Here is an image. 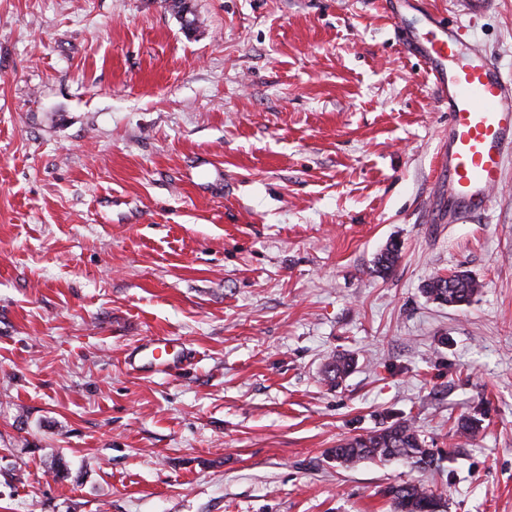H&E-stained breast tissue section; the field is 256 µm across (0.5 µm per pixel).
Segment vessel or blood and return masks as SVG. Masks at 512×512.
I'll use <instances>...</instances> for the list:
<instances>
[{
    "label": "vessel or blood",
    "instance_id": "vessel-or-blood-1",
    "mask_svg": "<svg viewBox=\"0 0 512 512\" xmlns=\"http://www.w3.org/2000/svg\"><path fill=\"white\" fill-rule=\"evenodd\" d=\"M426 23V33L410 38L408 50L424 63L448 106L441 167L448 185V221L454 224L484 209L512 160V76H504L491 59L468 47L461 25L433 15ZM186 359L166 336L154 337L126 356L131 369L149 366L168 376Z\"/></svg>",
    "mask_w": 512,
    "mask_h": 512
}]
</instances>
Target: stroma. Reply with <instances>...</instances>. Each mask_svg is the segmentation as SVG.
I'll list each match as a JSON object with an SVG mask.
<instances>
[{"mask_svg": "<svg viewBox=\"0 0 512 512\" xmlns=\"http://www.w3.org/2000/svg\"><path fill=\"white\" fill-rule=\"evenodd\" d=\"M190 4L0 0V512H392L418 479L512 512V165L485 214L430 207L448 112L389 0ZM402 12L512 72V0ZM457 270L469 305L423 294ZM156 335L176 375L127 367ZM399 417L439 468L327 457Z\"/></svg>", "mask_w": 512, "mask_h": 512, "instance_id": "35a3bbf8", "label": "stroma"}]
</instances>
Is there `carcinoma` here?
Masks as SVG:
<instances>
[{
	"instance_id": "1",
	"label": "carcinoma",
	"mask_w": 512,
	"mask_h": 512,
	"mask_svg": "<svg viewBox=\"0 0 512 512\" xmlns=\"http://www.w3.org/2000/svg\"><path fill=\"white\" fill-rule=\"evenodd\" d=\"M400 258L397 244L392 243L377 258V271L390 272ZM482 288V284L464 271L436 275L423 287V292L431 300L448 305L461 306L472 301ZM353 367V358L338 355L326 365L327 379L336 382ZM479 429V420L463 416L455 425V435L469 438ZM328 455L340 466L353 468L366 460L401 459L411 470L424 475L438 467L439 457L422 437L421 431L407 419H397L387 426L366 434L339 441ZM390 498L393 512H448V500L442 493L427 487L420 481L393 485L385 490Z\"/></svg>"
}]
</instances>
